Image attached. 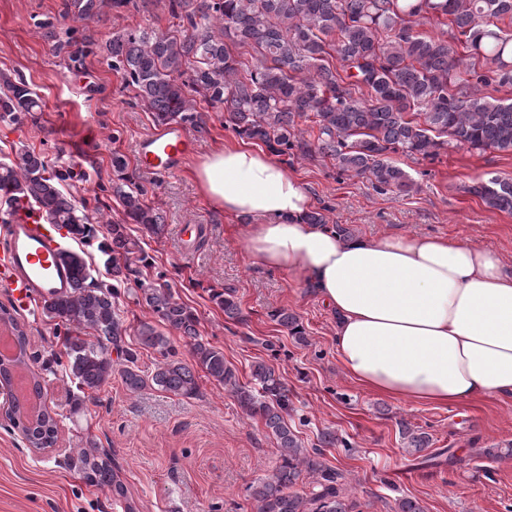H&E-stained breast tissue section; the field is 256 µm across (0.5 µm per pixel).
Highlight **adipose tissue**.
Listing matches in <instances>:
<instances>
[{
	"mask_svg": "<svg viewBox=\"0 0 512 512\" xmlns=\"http://www.w3.org/2000/svg\"><path fill=\"white\" fill-rule=\"evenodd\" d=\"M194 177L215 210L251 217V266L302 274L337 316L348 375L398 401L512 400V271L458 237H344L310 224L301 182L241 141L200 157Z\"/></svg>",
	"mask_w": 512,
	"mask_h": 512,
	"instance_id": "adipose-tissue-1",
	"label": "adipose tissue"
}]
</instances>
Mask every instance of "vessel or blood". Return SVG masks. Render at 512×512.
<instances>
[{
  "label": "vessel or blood",
  "instance_id": "obj_1",
  "mask_svg": "<svg viewBox=\"0 0 512 512\" xmlns=\"http://www.w3.org/2000/svg\"><path fill=\"white\" fill-rule=\"evenodd\" d=\"M195 150L188 132L171 125L141 137L136 158L142 170L166 175ZM64 249L60 231L42 223L37 211L20 208L0 214V286L8 289L17 310L39 313L45 302L69 290L70 271L60 259Z\"/></svg>",
  "mask_w": 512,
  "mask_h": 512
}]
</instances>
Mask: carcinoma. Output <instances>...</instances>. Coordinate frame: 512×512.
<instances>
[{"instance_id": "obj_1", "label": "carcinoma", "mask_w": 512, "mask_h": 512, "mask_svg": "<svg viewBox=\"0 0 512 512\" xmlns=\"http://www.w3.org/2000/svg\"><path fill=\"white\" fill-rule=\"evenodd\" d=\"M148 5L149 0H69L63 17L86 21L101 18L107 7L146 11ZM168 7L177 20L174 32L135 29L105 43L110 67L158 126L203 129L198 103L204 102L224 109L225 129L262 143L274 156L319 155L333 160L341 175L366 176L380 191L406 194L415 183L389 158L391 153L432 159L452 143L512 153V98L488 92L492 85L512 86V31L499 26L506 17L512 20V0H168ZM434 17L448 20L446 31L431 36L417 30ZM37 27L58 54L76 60L97 55L98 44L75 27L48 20ZM40 110V97L26 81L0 77L1 120L20 125ZM300 120L317 127L316 141L305 138ZM128 166L125 155L112 152V169L121 180L113 194L124 219L105 222L100 251L115 284L96 283L84 253L66 250L61 258L70 267L73 286L44 306L49 318L91 335L66 337V374L82 394L96 392L112 379L115 353L131 392L157 386L187 398L198 394L192 368L169 359L170 338L147 321L136 328L137 343L166 362L151 375L139 370L137 351L126 345V328L115 307L117 284L131 280L159 322L186 339L196 367L228 388L243 412L261 419L277 440L281 463L276 473L250 486L257 512H351L344 474L319 460L324 449L336 446V434L323 431L314 448H304L288 425V386L274 369L257 362L251 371L254 384L240 382L224 352L202 339L197 316L172 285L161 275L147 283L140 279L139 266H150L149 256L127 225L140 224L158 236L164 217L147 204L143 186L124 190L131 182ZM79 180L71 167H52L24 145L0 161V203L9 208L23 199L47 223L67 229L75 239L89 238L103 214L64 192ZM475 191L488 206L512 212V178L493 176ZM211 299L228 319L243 320L232 291H215ZM4 318L15 332L20 362L29 363L28 338L1 305ZM272 318L296 339L304 336L287 310L275 311ZM8 419L31 447L54 445L53 415L30 420L15 400ZM401 434L416 452L430 442L427 434L404 425ZM80 464L88 483L126 497L110 457L83 451ZM304 473L312 478L308 497L291 491Z\"/></svg>"}]
</instances>
